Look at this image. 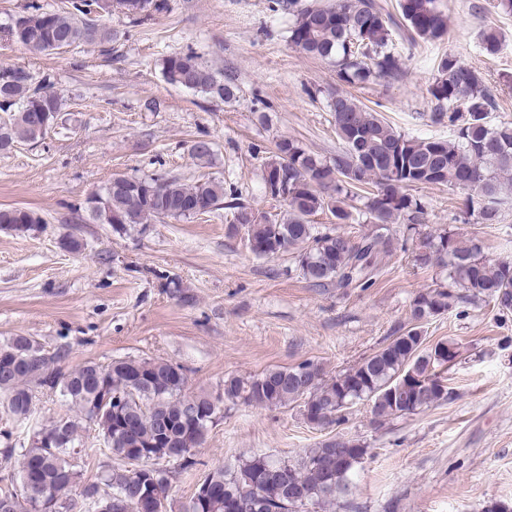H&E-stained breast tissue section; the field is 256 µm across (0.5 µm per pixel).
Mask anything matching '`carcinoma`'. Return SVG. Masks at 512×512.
I'll return each mask as SVG.
<instances>
[{
    "label": "carcinoma",
    "instance_id": "1",
    "mask_svg": "<svg viewBox=\"0 0 512 512\" xmlns=\"http://www.w3.org/2000/svg\"><path fill=\"white\" fill-rule=\"evenodd\" d=\"M118 6L138 17L163 8L160 0H68L63 11L34 12L7 27L9 39L33 52L51 53L99 40L112 42L101 17ZM295 13L290 43L302 54L329 62L347 85H366L401 75L403 57L390 45L398 36L414 44L435 43L448 33V16L440 0H398L394 15L384 0H288ZM482 50L495 55L501 37L492 27L480 34ZM165 80L211 99L228 103L235 89L191 53L169 56ZM428 93L435 102L433 120L448 122L451 141L408 137L354 96L338 92L332 123L339 142L325 159L294 139L283 138L265 163L264 186H288L287 218L270 221L224 184L202 179L184 184L176 178H130L115 174L86 199L95 224H110L125 233L138 224L189 219L204 212L230 211L232 233L244 232L250 250L263 257L297 254L300 275L317 285L370 288L383 256L397 250L391 226L420 223L424 206L412 191L444 185L465 194V213L478 224L499 220L501 193L512 182V123L487 121L495 99L478 70L448 53L441 58ZM0 154L21 142L36 143L50 129L37 122L40 113L53 122L62 112V97L45 81H35L23 68H0ZM189 154L197 163L211 162L212 142L193 141ZM363 199L362 214L374 230L355 241L339 228L319 229L310 217L328 212L338 224L355 221L349 201ZM42 219L34 212L0 208V229L27 232ZM415 261L448 270V283L419 292L410 304L412 326L358 365L322 378L313 362L272 368L257 377L232 376L216 395L189 394L184 368L164 359H119L102 365L88 361L64 372L60 353L49 355L37 340L16 336L0 342V397L16 423L30 419L33 388L49 385L71 405L73 414L41 427L19 448L8 441L0 448L6 459L18 456L22 475L37 496L47 493L59 512L79 489L112 499L109 512H138L137 479L132 458L142 453L186 458L183 468L197 464L210 426L223 414L224 403L273 407L302 401V415L319 425L339 424L358 401L371 405L372 422L381 423L448 399L443 373L448 358H457L451 340L426 344L422 324L463 303L488 302L512 313V264L488 259L480 239L443 231L422 240ZM93 423L112 462L101 466L97 480L80 483L72 463L83 422ZM368 454L344 439L325 440L295 459L254 455L228 472L208 474L218 496L202 507L190 500L186 512H318L352 494L357 466Z\"/></svg>",
    "mask_w": 512,
    "mask_h": 512
}]
</instances>
